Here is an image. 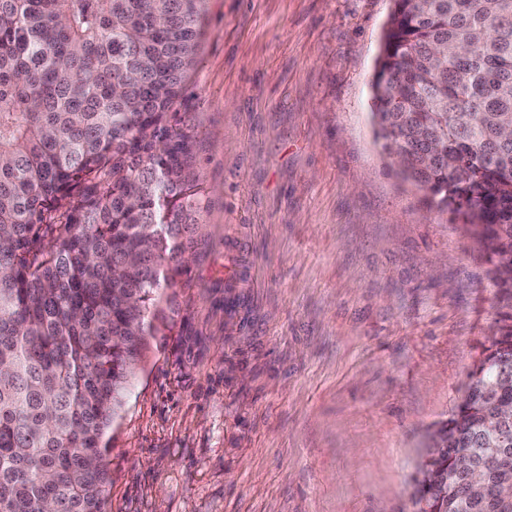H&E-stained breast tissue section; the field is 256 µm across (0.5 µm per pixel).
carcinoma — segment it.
I'll list each match as a JSON object with an SVG mask.
<instances>
[{"mask_svg":"<svg viewBox=\"0 0 512 512\" xmlns=\"http://www.w3.org/2000/svg\"><path fill=\"white\" fill-rule=\"evenodd\" d=\"M206 0H0V512H107L103 438L164 291L200 229L194 135L172 111ZM373 119L401 173L512 263V0H394ZM475 388L436 432L416 512H512L471 499L464 455L492 487L508 441L481 422L512 399V278Z\"/></svg>","mask_w":512,"mask_h":512,"instance_id":"cac0c4a2","label":"carcinoma"}]
</instances>
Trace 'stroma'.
I'll return each instance as SVG.
<instances>
[{"label":"stroma","mask_w":512,"mask_h":512,"mask_svg":"<svg viewBox=\"0 0 512 512\" xmlns=\"http://www.w3.org/2000/svg\"><path fill=\"white\" fill-rule=\"evenodd\" d=\"M174 106L204 200L111 421L108 512H413L504 312L451 210L383 152L392 0H207Z\"/></svg>","instance_id":"stroma-1"}]
</instances>
